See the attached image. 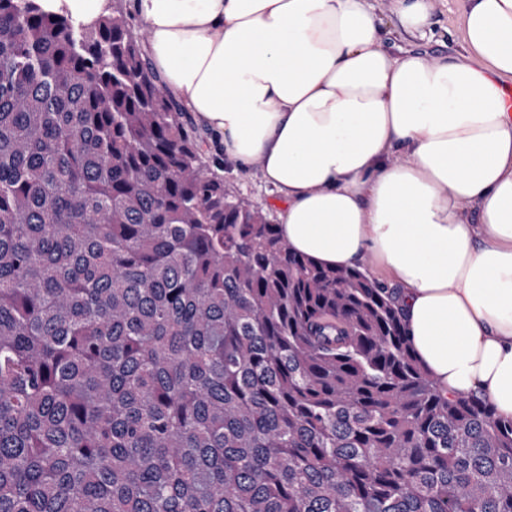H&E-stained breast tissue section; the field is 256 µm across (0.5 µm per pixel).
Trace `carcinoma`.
I'll return each mask as SVG.
<instances>
[{
    "mask_svg": "<svg viewBox=\"0 0 512 512\" xmlns=\"http://www.w3.org/2000/svg\"><path fill=\"white\" fill-rule=\"evenodd\" d=\"M0 512H512V419L226 188L117 3L0 0ZM49 8L57 10L64 6L71 15L84 22H93L107 7L106 0H46Z\"/></svg>",
    "mask_w": 512,
    "mask_h": 512,
    "instance_id": "carcinoma-1",
    "label": "carcinoma"
}]
</instances>
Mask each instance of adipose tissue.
<instances>
[{
  "label": "adipose tissue",
  "mask_w": 512,
  "mask_h": 512,
  "mask_svg": "<svg viewBox=\"0 0 512 512\" xmlns=\"http://www.w3.org/2000/svg\"><path fill=\"white\" fill-rule=\"evenodd\" d=\"M153 69L224 156L259 163L288 246L371 262L444 394L512 418V0H134ZM463 0H434L433 15L435 25L431 35L421 44L433 56L452 57L461 51L459 21Z\"/></svg>",
  "instance_id": "1"
}]
</instances>
